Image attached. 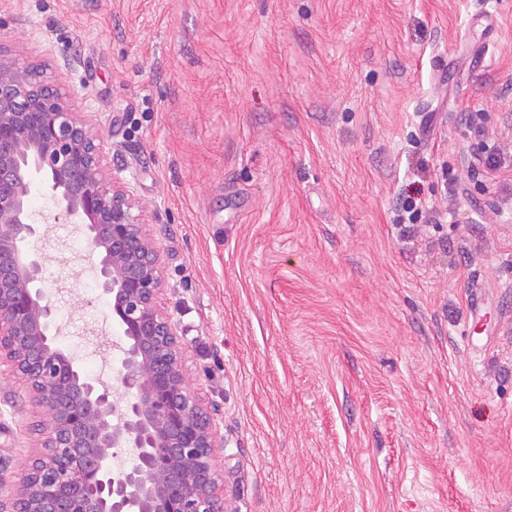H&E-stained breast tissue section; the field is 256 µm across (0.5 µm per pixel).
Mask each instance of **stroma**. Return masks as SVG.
Masks as SVG:
<instances>
[{
  "instance_id": "1",
  "label": "stroma",
  "mask_w": 512,
  "mask_h": 512,
  "mask_svg": "<svg viewBox=\"0 0 512 512\" xmlns=\"http://www.w3.org/2000/svg\"><path fill=\"white\" fill-rule=\"evenodd\" d=\"M153 225L237 512H512V0H0ZM500 169L488 174L486 155ZM29 206L56 342L127 345L82 225ZM44 418L0 382V474Z\"/></svg>"
}]
</instances>
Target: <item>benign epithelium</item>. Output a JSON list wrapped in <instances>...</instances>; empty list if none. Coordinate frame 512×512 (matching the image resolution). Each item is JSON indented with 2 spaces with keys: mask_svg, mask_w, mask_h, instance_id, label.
<instances>
[{
  "mask_svg": "<svg viewBox=\"0 0 512 512\" xmlns=\"http://www.w3.org/2000/svg\"><path fill=\"white\" fill-rule=\"evenodd\" d=\"M66 60L49 72L0 47V377L44 409V451L21 467L0 512H237L218 482L216 409L191 393L187 327L165 312V261L147 228L160 211L106 162L99 124L72 104ZM37 181L55 220L84 225L99 285L129 342L115 384L85 378L52 334L54 309L32 242L28 198ZM138 463L115 473L112 457Z\"/></svg>",
  "mask_w": 512,
  "mask_h": 512,
  "instance_id": "obj_1",
  "label": "benign epithelium"
}]
</instances>
